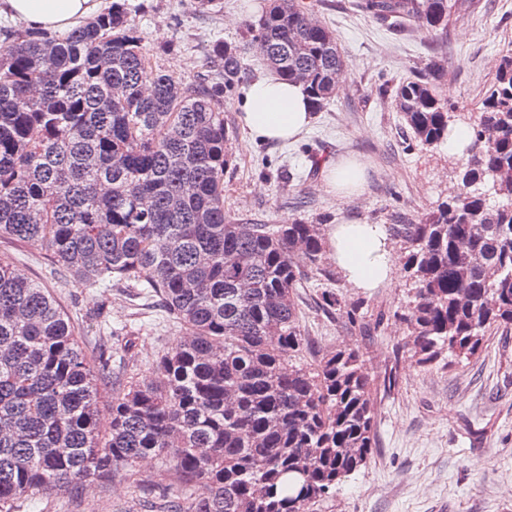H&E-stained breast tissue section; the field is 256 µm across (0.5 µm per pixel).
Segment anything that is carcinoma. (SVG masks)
<instances>
[{
    "instance_id": "cac0c4a2",
    "label": "carcinoma",
    "mask_w": 512,
    "mask_h": 512,
    "mask_svg": "<svg viewBox=\"0 0 512 512\" xmlns=\"http://www.w3.org/2000/svg\"><path fill=\"white\" fill-rule=\"evenodd\" d=\"M471 0H360L368 17L415 20L434 35ZM253 40L267 66L321 109L347 65L303 0H270ZM223 82L153 69L119 0L64 34L18 31L0 47V238L39 241L82 285L159 296L186 336L155 363L158 381L112 392L47 289L0 259V512L21 499L136 474L154 456L178 478L151 484L164 512H314L373 457L376 409L362 353L312 351L299 320L302 267L319 268V224H246L224 215L231 163L222 98L243 65L214 51ZM444 67L399 84L393 102L417 145L463 122L474 142L448 157L458 191L399 224L408 300L396 351L427 368L475 356L512 326V51L475 112L438 92ZM204 483L203 498L187 486Z\"/></svg>"
}]
</instances>
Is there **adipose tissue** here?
<instances>
[{"mask_svg":"<svg viewBox=\"0 0 512 512\" xmlns=\"http://www.w3.org/2000/svg\"><path fill=\"white\" fill-rule=\"evenodd\" d=\"M102 9L103 0H0V15L46 32L88 24ZM238 109L239 122L250 143L295 140L312 121L311 104L302 86L270 74L249 84ZM366 180L365 167L347 159L329 170L324 186L342 202L358 196ZM327 245L350 287L376 288L397 273L390 239L380 225L338 223L329 229Z\"/></svg>","mask_w":512,"mask_h":512,"instance_id":"obj_1","label":"adipose tissue"}]
</instances>
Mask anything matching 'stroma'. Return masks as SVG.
<instances>
[{"mask_svg":"<svg viewBox=\"0 0 512 512\" xmlns=\"http://www.w3.org/2000/svg\"><path fill=\"white\" fill-rule=\"evenodd\" d=\"M319 21L334 30L347 59L346 82L315 113L312 126L291 143H256L241 150L236 105L242 89L267 67L247 31L269 0H220L209 12L193 0H126L153 68L191 82L213 78L210 55L236 48L245 69L241 87L224 100L233 163L224 174V211L248 224L300 219L326 227L344 217L392 227L415 223L456 186L448 149L413 141L393 103L395 87L436 62L447 74L439 92L457 111H475L500 57L512 50V0H473L469 15L448 33L429 37L417 24L386 27L364 17L356 0H312ZM355 158L368 170L362 194L337 203L324 187L328 161ZM0 257L48 288L74 321L81 347L95 359L103 341L132 339L123 364L138 378L154 374L158 356L181 336L160 304L121 285L86 288L56 275L40 244L0 239ZM358 309L349 323L323 306V290ZM407 300L404 279L373 290L349 287L333 258L306 269L299 290L302 326L314 348L348 345L363 353L373 381L378 448L315 512H512V327L493 331L467 361L442 357L418 367L394 356L403 326L394 317ZM397 384L384 391L386 373ZM169 467L150 458L136 478L116 475L77 489L28 500L25 512H153L143 487L174 481Z\"/></svg>","mask_w":512,"mask_h":512,"instance_id":"stroma-1","label":"stroma"}]
</instances>
